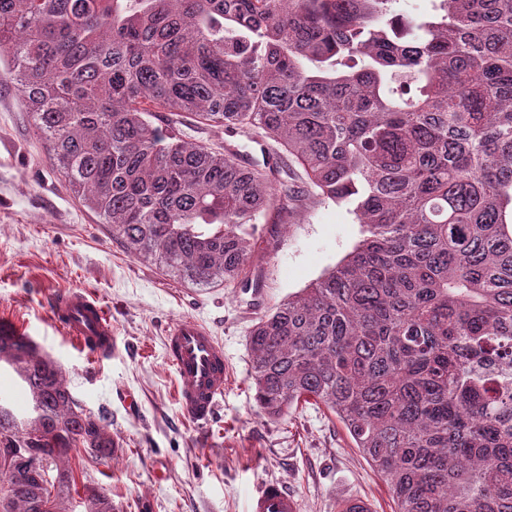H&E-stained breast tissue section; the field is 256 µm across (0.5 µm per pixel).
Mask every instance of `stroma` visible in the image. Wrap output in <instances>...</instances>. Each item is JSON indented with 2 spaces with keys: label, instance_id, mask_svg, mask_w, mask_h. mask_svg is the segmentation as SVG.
<instances>
[{
  "label": "stroma",
  "instance_id": "obj_1",
  "mask_svg": "<svg viewBox=\"0 0 512 512\" xmlns=\"http://www.w3.org/2000/svg\"><path fill=\"white\" fill-rule=\"evenodd\" d=\"M186 131L216 150L261 155L253 139L197 119ZM291 176L303 200L263 225L252 270L258 287L196 288L112 238L53 169L24 101L0 81V321L23 326L61 365L85 410L107 411L121 455L76 457L72 465L86 468L120 512H245L267 479L294 492L300 512H336L345 496L365 498L371 512H394L381 477L324 406L302 402L273 419L255 405L249 334L256 318L310 287L364 237L346 208L310 195L300 167ZM72 289L99 296L116 338L112 358L80 351L55 321L49 294ZM184 316L206 324L224 347V395L204 427L182 415L164 357L166 328Z\"/></svg>",
  "mask_w": 512,
  "mask_h": 512
}]
</instances>
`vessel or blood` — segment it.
I'll use <instances>...</instances> for the list:
<instances>
[{
  "label": "vessel or blood",
  "mask_w": 512,
  "mask_h": 512,
  "mask_svg": "<svg viewBox=\"0 0 512 512\" xmlns=\"http://www.w3.org/2000/svg\"><path fill=\"white\" fill-rule=\"evenodd\" d=\"M52 312L67 338L93 357L105 359L115 338L98 296L63 291L53 297ZM166 357L174 368L177 398L183 415L198 424L211 421L224 394V348L212 332L191 317L166 331ZM299 501L277 480L261 483L248 497L246 512H299Z\"/></svg>",
  "instance_id": "1"
}]
</instances>
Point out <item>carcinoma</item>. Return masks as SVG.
Instances as JSON below:
<instances>
[{
	"label": "carcinoma",
	"mask_w": 512,
	"mask_h": 512,
	"mask_svg": "<svg viewBox=\"0 0 512 512\" xmlns=\"http://www.w3.org/2000/svg\"><path fill=\"white\" fill-rule=\"evenodd\" d=\"M0 0L1 79L53 166L127 253L186 284L244 281L261 220L312 194L366 237L258 317V411L335 414L396 512H512V0ZM165 115H159V112ZM273 142L268 170L187 141L180 117ZM32 414L0 403L11 512H70L71 452L116 448L61 367L0 322V365ZM82 512H115L84 481Z\"/></svg>",
	"instance_id": "obj_1"
}]
</instances>
